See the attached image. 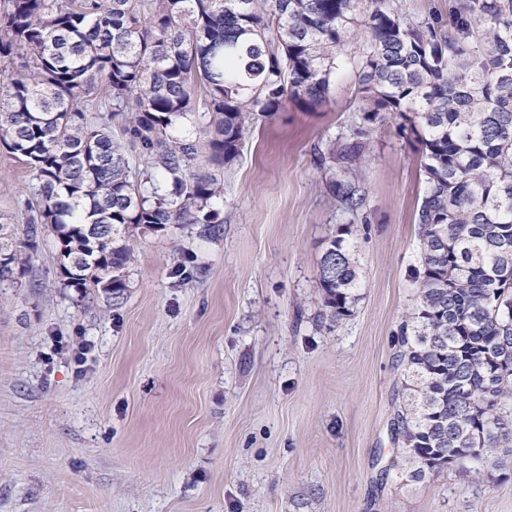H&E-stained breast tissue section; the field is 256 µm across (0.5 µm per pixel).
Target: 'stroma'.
<instances>
[{"label":"stroma","mask_w":512,"mask_h":512,"mask_svg":"<svg viewBox=\"0 0 512 512\" xmlns=\"http://www.w3.org/2000/svg\"><path fill=\"white\" fill-rule=\"evenodd\" d=\"M357 86L350 52L322 108L259 117L218 172L219 234L136 236L119 303L63 287L50 243L0 285V512H512L488 466L379 478L425 184L415 145L375 125L356 302L329 323L318 265L350 217L315 155L351 138ZM34 193L0 148V217L24 224Z\"/></svg>","instance_id":"obj_1"}]
</instances>
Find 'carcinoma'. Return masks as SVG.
I'll return each instance as SVG.
<instances>
[{
  "label": "carcinoma",
  "mask_w": 512,
  "mask_h": 512,
  "mask_svg": "<svg viewBox=\"0 0 512 512\" xmlns=\"http://www.w3.org/2000/svg\"><path fill=\"white\" fill-rule=\"evenodd\" d=\"M410 19L400 0H4L0 147L36 181L23 236L0 224V282L51 238L66 288L115 302L135 231H219L206 208L256 114L324 106L359 39L364 128L317 154L358 217L369 129L389 118L421 153L420 288L395 338L406 376L393 470L421 483L467 464L512 472V0H457ZM103 113L90 123L92 106ZM121 124L150 172L131 176ZM194 133L176 136L177 125ZM329 239L318 272L330 322L351 315L359 266Z\"/></svg>",
  "instance_id": "cac0c4a2"
}]
</instances>
